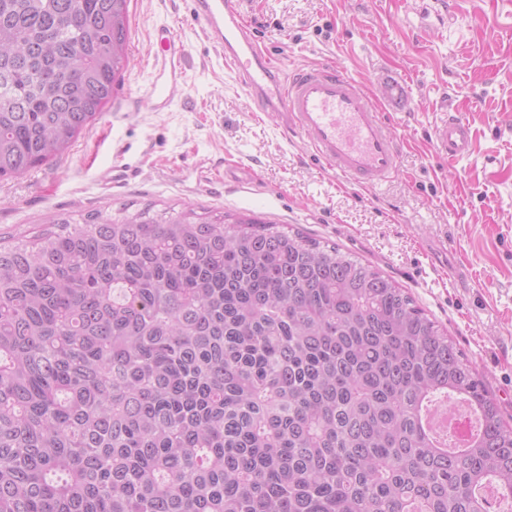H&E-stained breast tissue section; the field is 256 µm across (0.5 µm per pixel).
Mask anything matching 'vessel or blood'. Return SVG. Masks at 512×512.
Segmentation results:
<instances>
[{
  "mask_svg": "<svg viewBox=\"0 0 512 512\" xmlns=\"http://www.w3.org/2000/svg\"><path fill=\"white\" fill-rule=\"evenodd\" d=\"M192 12L225 65L241 78L257 109L275 114L284 133L303 137L323 166L367 189L392 177L400 142L385 115L410 110L412 95L405 80L386 75L374 99L354 76L330 66H311L286 77L259 48L235 0H192ZM158 40L148 99L153 110L167 108L184 74L185 48L174 30L160 27ZM435 137L439 152L455 162L476 150L475 131L459 112L444 115Z\"/></svg>",
  "mask_w": 512,
  "mask_h": 512,
  "instance_id": "b4317fda",
  "label": "vessel or blood"
}]
</instances>
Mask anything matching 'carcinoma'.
<instances>
[{
  "label": "carcinoma",
  "instance_id": "1",
  "mask_svg": "<svg viewBox=\"0 0 512 512\" xmlns=\"http://www.w3.org/2000/svg\"><path fill=\"white\" fill-rule=\"evenodd\" d=\"M129 2L0 0V180L102 114ZM451 398L478 429L444 446L421 415ZM490 478L512 494L497 401L334 244L151 203L0 246V512H488Z\"/></svg>",
  "mask_w": 512,
  "mask_h": 512
}]
</instances>
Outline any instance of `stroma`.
<instances>
[{
  "label": "stroma",
  "instance_id": "1",
  "mask_svg": "<svg viewBox=\"0 0 512 512\" xmlns=\"http://www.w3.org/2000/svg\"><path fill=\"white\" fill-rule=\"evenodd\" d=\"M254 39L284 72L327 64L367 92L411 83L392 125L397 174L381 188L342 182L297 136L258 112L227 70L191 0H130V64L99 119L64 154L0 180V238L55 214L189 202L244 212L338 245L405 288L475 365L512 424V0H238ZM186 48L183 88L146 105L161 26ZM462 112L473 156L448 162L434 128Z\"/></svg>",
  "mask_w": 512,
  "mask_h": 512
}]
</instances>
